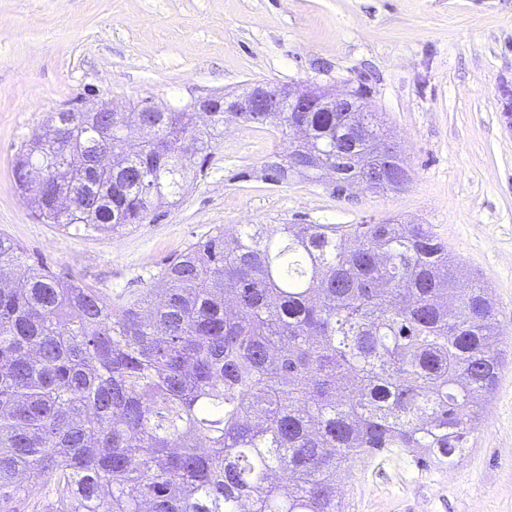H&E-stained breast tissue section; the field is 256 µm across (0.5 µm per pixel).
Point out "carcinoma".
Instances as JSON below:
<instances>
[{
  "mask_svg": "<svg viewBox=\"0 0 512 512\" xmlns=\"http://www.w3.org/2000/svg\"><path fill=\"white\" fill-rule=\"evenodd\" d=\"M359 116L51 112L17 167L41 170L25 195L48 223L116 233L175 205L234 121L291 138L268 179H361L386 134ZM458 274L422 224H241L110 299L1 235L0 512H344L357 462H453L506 345L490 289Z\"/></svg>",
  "mask_w": 512,
  "mask_h": 512,
  "instance_id": "carcinoma-1",
  "label": "carcinoma"
}]
</instances>
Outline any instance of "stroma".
Here are the masks:
<instances>
[{"label": "stroma", "mask_w": 512, "mask_h": 512, "mask_svg": "<svg viewBox=\"0 0 512 512\" xmlns=\"http://www.w3.org/2000/svg\"><path fill=\"white\" fill-rule=\"evenodd\" d=\"M262 80L361 91L410 171L397 191L265 179L272 125L225 126L205 176L149 224H43L13 162L50 112L242 93ZM429 225L512 337V0H0V234L55 272L135 295L162 264L238 224ZM345 512H512V354L487 418L449 467L393 450L356 463Z\"/></svg>", "instance_id": "35a3bbf8"}]
</instances>
